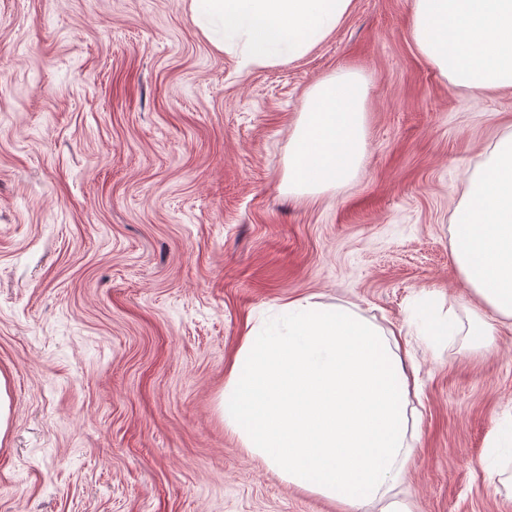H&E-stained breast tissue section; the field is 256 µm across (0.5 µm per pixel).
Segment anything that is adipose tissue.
Listing matches in <instances>:
<instances>
[{"label": "adipose tissue", "instance_id": "adipose-tissue-1", "mask_svg": "<svg viewBox=\"0 0 512 512\" xmlns=\"http://www.w3.org/2000/svg\"><path fill=\"white\" fill-rule=\"evenodd\" d=\"M353 0H189L196 26L244 65L293 62L325 42ZM412 38L449 88L512 89V0H414ZM368 86L339 70L305 94L288 188L352 180L366 152ZM458 269L494 323L512 321V131L468 178L454 214ZM410 375L396 342L357 311L305 296L251 326L219 409L243 448L296 489L350 512L385 499L413 453Z\"/></svg>", "mask_w": 512, "mask_h": 512}]
</instances>
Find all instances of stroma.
Segmentation results:
<instances>
[{
	"mask_svg": "<svg viewBox=\"0 0 512 512\" xmlns=\"http://www.w3.org/2000/svg\"><path fill=\"white\" fill-rule=\"evenodd\" d=\"M413 0H353L304 58L241 68L189 0H0V512H343L251 456L217 405L251 324L313 295L399 333L416 363L410 512H512V325L451 253L467 177L512 90L449 89ZM369 87L349 185L288 189L305 91ZM428 303L449 336L411 322ZM489 448H492L493 454L496 456L502 457V454L511 456L512 420L496 426Z\"/></svg>",
	"mask_w": 512,
	"mask_h": 512,
	"instance_id": "obj_1",
	"label": "stroma"
}]
</instances>
